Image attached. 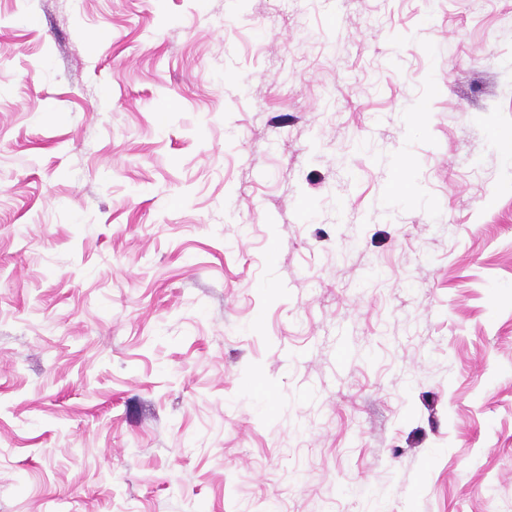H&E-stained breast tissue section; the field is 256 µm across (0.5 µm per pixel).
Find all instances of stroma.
Masks as SVG:
<instances>
[{
  "instance_id": "1",
  "label": "stroma",
  "mask_w": 512,
  "mask_h": 512,
  "mask_svg": "<svg viewBox=\"0 0 512 512\" xmlns=\"http://www.w3.org/2000/svg\"><path fill=\"white\" fill-rule=\"evenodd\" d=\"M510 126L512 0H0V512H512Z\"/></svg>"
}]
</instances>
